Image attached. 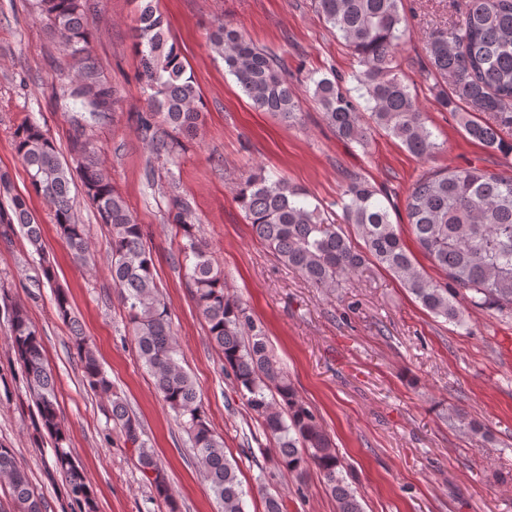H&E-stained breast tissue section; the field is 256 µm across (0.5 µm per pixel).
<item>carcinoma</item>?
<instances>
[{
  "mask_svg": "<svg viewBox=\"0 0 512 512\" xmlns=\"http://www.w3.org/2000/svg\"><path fill=\"white\" fill-rule=\"evenodd\" d=\"M319 16L357 55L362 70L355 76L372 124L365 125L356 97L344 78L304 79L318 104L323 121L346 141L366 145L376 130L400 141L416 158L429 160L441 150L426 117L401 75L398 48L409 34L401 0H315ZM40 15L80 57L84 78L97 87L96 98L82 87L62 88V96L81 104L96 122L111 109L112 89L98 81L94 60L87 55L91 21L86 0H36ZM140 57L141 80L151 90L152 112L139 117L156 158L172 155L179 138H190L201 124V96L186 75L164 19L153 0H138L131 30ZM213 52L223 61L254 107L280 120L301 122L299 100L288 73L272 54L247 41L238 30L218 23L209 33ZM428 72L435 76L438 104L459 113L465 133L485 148L506 157L512 143L501 131L512 129V0H469L455 20L437 27L426 44ZM489 115L481 120L479 114ZM160 123L162 133L153 131ZM14 148L30 185L49 207L54 224L70 254L89 258L85 225L74 216L73 179L54 144L33 122L20 124ZM82 192L95 207L100 223L110 231L112 282L132 328L139 357L154 378L155 387L187 436L220 512H245L247 492L237 466L224 451V440L213 431L196 382L181 363L172 333L169 309L154 274L151 252L124 198L112 184L84 132L71 144ZM379 191L362 178L347 184L337 205L343 221L363 241L359 246L344 233L327 210L310 201L301 187L264 172L250 173L240 184L236 202L255 237L276 253L284 265L318 287L333 290L344 279L363 272L374 262L395 276L424 309L460 326L467 308L493 307L512 315V176L484 168H430L424 171L406 199L409 230L414 240L444 275L434 280L417 268L404 245L399 225L378 198ZM169 216L179 225V254L195 307L203 317L211 342L222 354L224 370L232 372L247 408L261 420L277 446L275 467L299 478L314 466L336 500L337 512H364L350 487L345 467L316 414L299 398L258 328L240 303L224 288L218 268L189 206L181 197L169 199ZM21 231L38 256L46 281L53 266L43 252L42 224L27 197L13 192L8 174L0 173V239ZM58 317L70 324L71 342L80 358L83 379L111 405L112 423L137 457L153 498L167 512H180L168 478L153 450L143 439V425L127 401L114 390L90 342L72 317L68 295L54 293ZM8 340L34 399L39 429L53 440L51 470L61 473L73 512H97L92 487L74 458L68 435L58 419L55 377L49 368L39 332L19 306L5 307ZM0 477L8 480L17 512H47L46 502L33 487L14 452L0 445Z\"/></svg>",
  "mask_w": 512,
  "mask_h": 512,
  "instance_id": "obj_1",
  "label": "carcinoma"
}]
</instances>
